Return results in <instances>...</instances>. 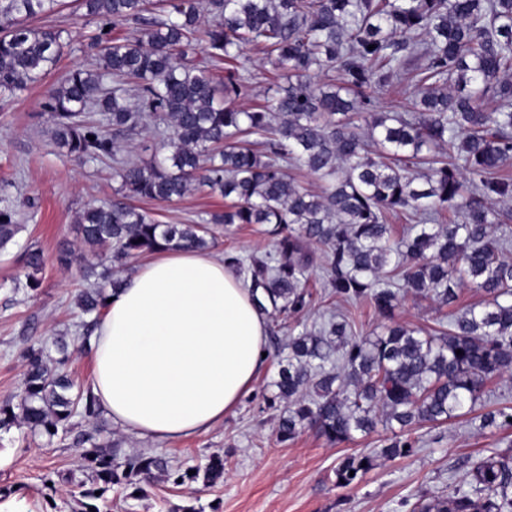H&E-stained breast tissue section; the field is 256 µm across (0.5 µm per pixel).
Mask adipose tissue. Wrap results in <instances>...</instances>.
I'll return each instance as SVG.
<instances>
[{"mask_svg":"<svg viewBox=\"0 0 512 512\" xmlns=\"http://www.w3.org/2000/svg\"><path fill=\"white\" fill-rule=\"evenodd\" d=\"M266 338V315L222 256L166 251L112 292L91 340V388L122 431L195 438L252 391Z\"/></svg>","mask_w":512,"mask_h":512,"instance_id":"adipose-tissue-1","label":"adipose tissue"}]
</instances>
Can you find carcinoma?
Masks as SVG:
<instances>
[{
  "label": "carcinoma",
  "instance_id": "obj_1",
  "mask_svg": "<svg viewBox=\"0 0 512 512\" xmlns=\"http://www.w3.org/2000/svg\"><path fill=\"white\" fill-rule=\"evenodd\" d=\"M79 0L96 26L92 62L76 68L44 102L52 133L81 162L109 160L126 201L91 206L78 231L92 255L59 254L64 264L89 257L123 264L167 250L205 251L199 224H163L129 204L171 202L192 187L224 198L212 224H262L273 249L224 263L244 277L263 313L300 316L312 304L309 272L325 262L336 297L367 302L390 321L373 337L356 338L344 318L292 336L268 406L285 402L275 429L280 443L313 430L331 444L398 425L462 416L512 428V406L488 408L489 383L512 376V259L497 205L512 202V0ZM60 0L0 4V97L41 81L69 42L52 26L27 20L51 15ZM124 24L133 36L111 31ZM205 45L224 61V80L189 59ZM374 49H368V46ZM246 46L262 50L278 71V97L245 109L239 74ZM408 76L412 110L377 112L369 92ZM99 114L92 121L89 114ZM365 124L367 134L359 133ZM152 129L164 153L121 158L119 138ZM94 139H89V136ZM259 135L254 143L249 136ZM448 153H442L443 147ZM427 168L421 175L419 170ZM306 169L320 191L291 174ZM416 220L393 239L388 214ZM19 210L0 206V252L24 229ZM471 285L485 299L451 314L431 335L393 321L402 293L451 306ZM78 305L92 319L105 306V285L88 284ZM17 400L0 402V431L23 425L50 438L69 433L81 414L97 421L91 391L44 349L24 353ZM417 440L394 439L368 454L344 457L336 482L348 486L377 457H403ZM91 470L80 484L79 512H101L115 485L138 498L157 476L173 484L224 481V457L204 467H169L161 456L130 455L113 463L92 433L75 441ZM471 490H454L415 506L417 512H512V444L471 463Z\"/></svg>",
  "mask_w": 512,
  "mask_h": 512
}]
</instances>
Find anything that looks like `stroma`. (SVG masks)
Instances as JSON below:
<instances>
[{
  "label": "stroma",
  "mask_w": 512,
  "mask_h": 512,
  "mask_svg": "<svg viewBox=\"0 0 512 512\" xmlns=\"http://www.w3.org/2000/svg\"><path fill=\"white\" fill-rule=\"evenodd\" d=\"M34 25L65 30L73 39L57 66L40 82L11 98H0V199L12 202L30 199L31 208L21 214L25 229L16 245L0 254V401L13 395L25 370L22 354L27 347L44 348L48 363L59 354L53 341L68 343L66 367L77 384L88 386L92 365L84 347L80 310L76 296L81 277L77 265H63L62 250L84 251L76 218L90 204H109L119 199L120 183L112 176L111 164H80L67 157L51 139V123L42 105L49 92L66 74L91 60L87 37L95 30L76 0H63L55 14L34 18ZM241 72L248 81L246 104L262 101L275 72L269 60L245 49ZM137 206L166 224H204L211 213L223 210L224 200L209 191H190L171 203L141 200ZM214 253L242 257L270 250L272 242L262 225H217ZM37 249L44 264L35 271V289H14L13 280L23 277L25 253ZM315 304L300 320L280 321L268 337L270 356L262 367L253 391L235 411L224 418L223 427L197 438L175 443L143 440L113 426L101 417L105 430L99 442L112 448L115 463L132 453L160 455L171 468L205 464L209 456L224 457V481L215 486L197 481L176 486L155 480L143 497L129 501L123 487L107 494L104 512H170L188 505L215 507L217 512H409L423 498L448 494L467 487L470 460L505 448L512 431L476 430L458 419L442 426L422 424L413 432L419 443L405 457L378 459L358 482L337 485L334 470L348 455L381 447L394 438L391 430L370 435L355 434L341 444H330L307 431L296 440L277 442L274 429L280 407H267L264 398L274 391L280 352L290 336L321 323L332 312L346 314L355 335L370 336L382 323L366 302H342L331 296L321 270L310 274ZM449 307L412 294L401 297L395 311L397 321L427 330L447 323ZM82 416H74L68 437L48 438L14 427L0 432V490H9L0 501V512H51L44 497L43 478L52 471L71 474L72 484L62 486L57 498L72 501L78 483L89 481L81 466L75 437L90 431Z\"/></svg>",
  "instance_id": "obj_1"
}]
</instances>
